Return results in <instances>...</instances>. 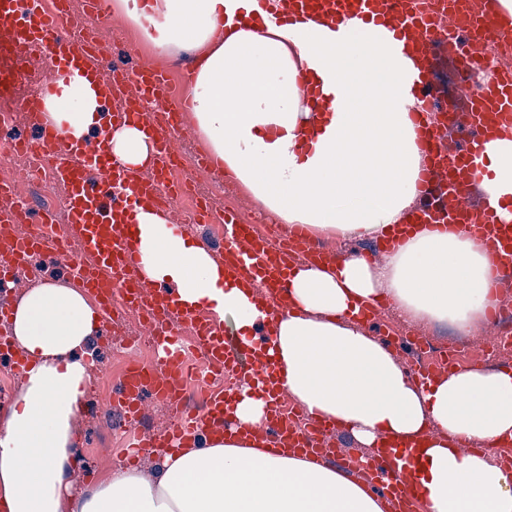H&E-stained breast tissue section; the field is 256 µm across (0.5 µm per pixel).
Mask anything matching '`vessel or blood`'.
I'll return each instance as SVG.
<instances>
[{
    "instance_id": "vessel-or-blood-1",
    "label": "vessel or blood",
    "mask_w": 512,
    "mask_h": 512,
    "mask_svg": "<svg viewBox=\"0 0 512 512\" xmlns=\"http://www.w3.org/2000/svg\"><path fill=\"white\" fill-rule=\"evenodd\" d=\"M81 13L52 12L44 0H0V102L7 104L30 129L27 137L0 142V155L26 152L43 159L57 182L66 189L65 232L79 242L72 254L58 238L48 234L53 215L31 203L15 202L0 177V280L13 267L30 263L43 254L68 264L80 265L84 287L96 293L104 317H111L115 304L135 311L158 351L155 365L135 364L120 384L121 401L131 421H139V403L144 393L167 402L183 395L182 327L195 331V349L220 373H239L242 381L258 389L265 403V423L257 437L272 448L301 453L312 461L322 458V446L336 425L313 420L307 428L292 425L283 413L287 394L280 386L268 340L269 328L260 325L248 352H241L224 335L223 327L205 318L201 308L185 305L177 292L154 290L140 274L138 215L150 209L172 212L179 186L169 179L179 161L175 140L184 127L187 100L171 101L165 65L121 67L89 47L88 29L108 18L109 0H85ZM262 10L287 21L320 15L331 25L356 16L386 23L397 37L413 41L419 56H427L433 43H441L449 57L458 61L463 85L479 84L481 97L461 93L459 102L468 107L469 128L479 130L465 151L443 148L438 130L428 125L427 99L432 71L420 69L414 77L416 105L410 117L421 131L419 148L424 158L419 189L436 192L438 199L417 206L415 221L443 230L451 226L477 234L491 254L497 273L512 274V220L497 210L485 208L473 214L464 202L470 185L485 171V143L512 138V71L491 73L486 61L491 44L512 45V27L501 26L489 11L461 10L457 0H448L447 21L431 24L425 14L411 8V0H257ZM50 60L52 69L41 76L35 89L17 94L20 78L15 62L36 65ZM77 74L87 79L109 128L133 121L141 125L153 150L145 165L126 167L112 159L108 135L89 133L79 139L59 133L45 122V101L57 94L58 78ZM224 239L217 249L228 279L259 286L272 309L285 305L290 272V252L275 240L258 234L238 214L224 215ZM234 392L209 395L203 409L181 413L172 425L157 434H143L127 449L128 464H136L142 449L166 454L196 445L207 432H225L230 425ZM418 447L401 448L385 442L372 449L364 464V480L381 488L390 512H417L409 489V473Z\"/></svg>"
}]
</instances>
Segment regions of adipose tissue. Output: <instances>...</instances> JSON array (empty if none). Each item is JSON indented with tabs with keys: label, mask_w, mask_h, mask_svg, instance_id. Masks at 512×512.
<instances>
[{
	"label": "adipose tissue",
	"mask_w": 512,
	"mask_h": 512,
	"mask_svg": "<svg viewBox=\"0 0 512 512\" xmlns=\"http://www.w3.org/2000/svg\"><path fill=\"white\" fill-rule=\"evenodd\" d=\"M115 7L158 53L191 51L184 91L214 159L284 224L344 239L381 238L407 218L421 154L407 74L418 61L382 25L322 18L280 25L255 0H149ZM48 99L49 121L80 138L99 121L86 82L68 76ZM112 157L147 160L137 126L114 129ZM486 204L512 206V139L487 143ZM141 272L182 300L232 316L244 345L265 320L257 292L224 282L218 261L174 225L139 216ZM389 300L408 322L470 333L498 302L486 250L461 232L420 229L380 260L299 265L271 343L284 386L305 415L348 426L364 447L389 435L435 434L417 462L421 512H512V472L452 438L493 447L512 440V371L467 369L416 384L358 320ZM78 288L44 282L19 298L11 333L27 358L20 393L0 421V504L7 512H385L339 469L225 434L163 455L148 469L112 467L75 492L73 432L101 333Z\"/></svg>",
	"instance_id": "1"
}]
</instances>
